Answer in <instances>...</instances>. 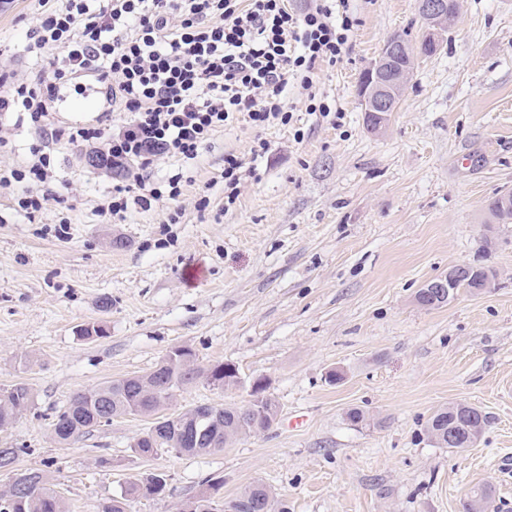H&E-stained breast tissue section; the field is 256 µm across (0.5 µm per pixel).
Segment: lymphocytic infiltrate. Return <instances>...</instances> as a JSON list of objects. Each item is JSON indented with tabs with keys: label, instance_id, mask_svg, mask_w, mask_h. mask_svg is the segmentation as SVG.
<instances>
[{
	"label": "lymphocytic infiltrate",
	"instance_id": "obj_1",
	"mask_svg": "<svg viewBox=\"0 0 512 512\" xmlns=\"http://www.w3.org/2000/svg\"><path fill=\"white\" fill-rule=\"evenodd\" d=\"M40 2L29 46L41 62L39 78L16 80L0 95V113L37 137L26 165L0 169V190L25 185L15 207L31 219L53 197L62 143L101 141V165L137 168L134 183L113 185L102 217L122 221L134 207L179 204L183 174L154 180L155 162L196 159L215 131L240 118L257 129L291 125L295 108L285 92L293 79L307 112L329 114L317 100L314 75L342 60L358 24L350 0H312L301 13L289 0ZM86 71L98 74L99 92L126 112L118 126L108 112L93 124L56 125L55 93Z\"/></svg>",
	"mask_w": 512,
	"mask_h": 512
}]
</instances>
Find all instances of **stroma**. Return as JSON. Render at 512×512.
I'll return each mask as SVG.
<instances>
[{"label":"stroma","instance_id":"obj_1","mask_svg":"<svg viewBox=\"0 0 512 512\" xmlns=\"http://www.w3.org/2000/svg\"><path fill=\"white\" fill-rule=\"evenodd\" d=\"M360 23L315 86L334 115L299 108L295 126L218 130L187 166L180 206L132 212L120 224L97 206L117 177L61 146L57 165L74 209L35 220L0 195V387L26 382L34 402L0 428L20 449L0 492L40 468L68 512H100L130 482L164 476L130 512H183L223 480L222 501L262 482L287 512H462L491 485L512 512V224L488 203L512 192V0H462L438 53L418 58L382 130L364 123L359 78L394 33L417 40V0H351ZM37 0H0V75L34 78L27 52ZM265 142L266 153L250 150ZM255 159L234 205L224 203L226 154ZM210 205L198 210L200 195ZM178 223H170L174 210ZM122 246H115V239ZM492 268L493 288L423 308L417 291L455 265ZM112 306L101 310L99 300ZM103 325L105 335L83 338ZM176 347L200 365H236L243 386L183 387L170 411L248 400L262 376L279 416L266 432L192 456L132 446L149 418L123 416L68 445L50 423L76 393L155 369ZM343 374L327 380L330 370ZM465 402L487 416L479 441L455 453L424 425ZM361 410L354 425L346 414ZM302 426L291 427L294 418Z\"/></svg>","mask_w":512,"mask_h":512}]
</instances>
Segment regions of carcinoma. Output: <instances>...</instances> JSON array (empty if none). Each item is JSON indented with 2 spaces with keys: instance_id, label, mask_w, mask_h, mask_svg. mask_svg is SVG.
<instances>
[{
  "instance_id": "1",
  "label": "carcinoma",
  "mask_w": 512,
  "mask_h": 512,
  "mask_svg": "<svg viewBox=\"0 0 512 512\" xmlns=\"http://www.w3.org/2000/svg\"><path fill=\"white\" fill-rule=\"evenodd\" d=\"M512 199V193L506 194ZM502 193L496 195L488 210L497 224H506ZM210 381L222 387L241 384L239 373H224V364L202 367L197 363L195 353L181 348L175 361L165 369L144 375L126 376L109 381L91 391L74 396L69 404L58 412L50 424L55 439L66 444L93 428L112 423L121 416L152 417L163 420L166 427L179 431L177 444L166 443L152 447L147 440L137 439L133 452L140 457L157 453L158 448H170L179 454L203 455L224 450L228 444L241 437L265 432L271 428L270 417L278 409L276 400L265 390L253 391L243 405L220 404L198 405L186 412L163 414L161 410L173 399L175 392L198 381ZM163 384L159 392L155 387ZM33 402L29 385L19 381L7 388H0V428L6 427L28 409ZM479 421L478 412H470L457 406L439 408L426 422L425 434L453 428L459 439H464L468 429ZM30 482L25 488H11L0 494V512H67L66 505L49 478L40 469L29 471ZM163 478L154 476L146 481L129 484L124 496L114 498L102 506L101 512H126L127 497L159 494L165 489ZM218 484L208 482L207 491L187 506V512H220L216 495ZM269 493L261 482L246 486L239 494L243 504L259 501ZM493 490L489 485L476 488L462 503L463 512H484L492 504Z\"/></svg>"
}]
</instances>
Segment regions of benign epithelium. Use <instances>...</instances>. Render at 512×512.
Segmentation results:
<instances>
[{
    "label": "benign epithelium",
    "mask_w": 512,
    "mask_h": 512,
    "mask_svg": "<svg viewBox=\"0 0 512 512\" xmlns=\"http://www.w3.org/2000/svg\"><path fill=\"white\" fill-rule=\"evenodd\" d=\"M418 11L427 23V43L432 48L439 46L441 28L451 24L460 11L459 0H418ZM406 52L404 44L396 36H390L383 44L378 58L366 69L365 85L361 87L360 97L365 111L378 117L386 118L396 97L408 85L411 73L396 67L395 58ZM469 277V266L455 265L448 272L431 279L424 284V289L417 303L436 300L442 297L454 298L456 288Z\"/></svg>",
    "instance_id": "obj_1"
}]
</instances>
